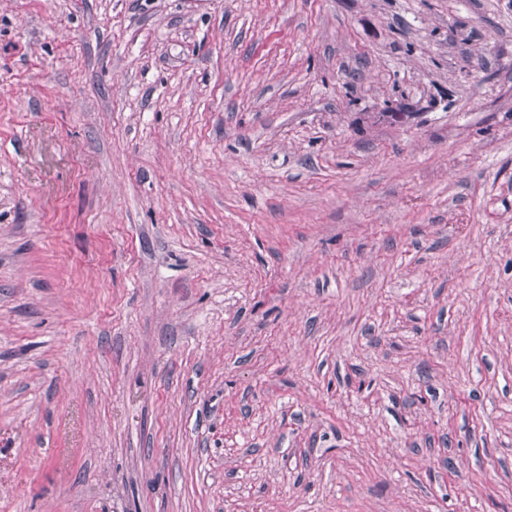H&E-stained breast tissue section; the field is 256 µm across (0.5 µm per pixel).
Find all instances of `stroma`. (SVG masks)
Masks as SVG:
<instances>
[{
  "mask_svg": "<svg viewBox=\"0 0 512 512\" xmlns=\"http://www.w3.org/2000/svg\"><path fill=\"white\" fill-rule=\"evenodd\" d=\"M0 512H512V0H0Z\"/></svg>",
  "mask_w": 512,
  "mask_h": 512,
  "instance_id": "35a3bbf8",
  "label": "stroma"
}]
</instances>
